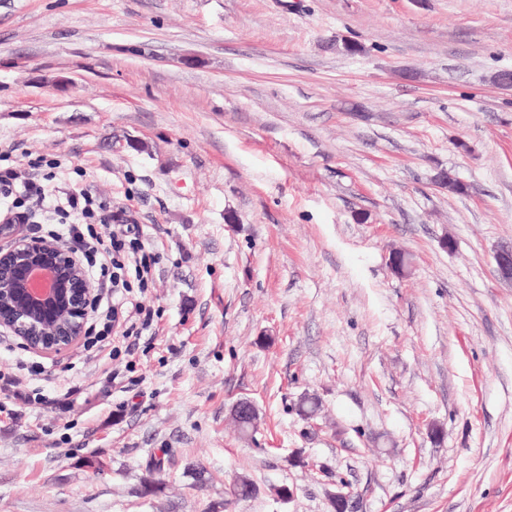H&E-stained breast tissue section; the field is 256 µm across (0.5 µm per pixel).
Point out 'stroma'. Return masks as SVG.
<instances>
[{"instance_id":"obj_1","label":"stroma","mask_w":512,"mask_h":512,"mask_svg":"<svg viewBox=\"0 0 512 512\" xmlns=\"http://www.w3.org/2000/svg\"><path fill=\"white\" fill-rule=\"evenodd\" d=\"M503 69L512 0H0V149L158 256L106 369L0 336L45 398L0 394V512H333L339 478L352 512H512Z\"/></svg>"}]
</instances>
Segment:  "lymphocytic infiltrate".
I'll list each match as a JSON object with an SVG mask.
<instances>
[{
    "instance_id": "f902f5d3",
    "label": "lymphocytic infiltrate",
    "mask_w": 512,
    "mask_h": 512,
    "mask_svg": "<svg viewBox=\"0 0 512 512\" xmlns=\"http://www.w3.org/2000/svg\"><path fill=\"white\" fill-rule=\"evenodd\" d=\"M27 165L41 172V180H25L17 168L0 167L2 223H32L34 214L27 201H42L46 183L56 177L44 158L29 159ZM55 211L59 223L42 225V232L80 253L87 272L102 288L92 309L85 348L90 359L104 363L154 322L155 311L143 297L152 281L156 255L131 226L108 228L105 205L88 194L67 193L64 204Z\"/></svg>"
}]
</instances>
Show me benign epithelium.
<instances>
[{"mask_svg":"<svg viewBox=\"0 0 512 512\" xmlns=\"http://www.w3.org/2000/svg\"><path fill=\"white\" fill-rule=\"evenodd\" d=\"M501 279L512 281V247L494 254ZM0 335L52 355L77 345L85 335L94 283L71 250L26 236L0 247ZM36 273L48 275L43 292L31 287Z\"/></svg>","mask_w":512,"mask_h":512,"instance_id":"benign-epithelium-1","label":"benign epithelium"}]
</instances>
